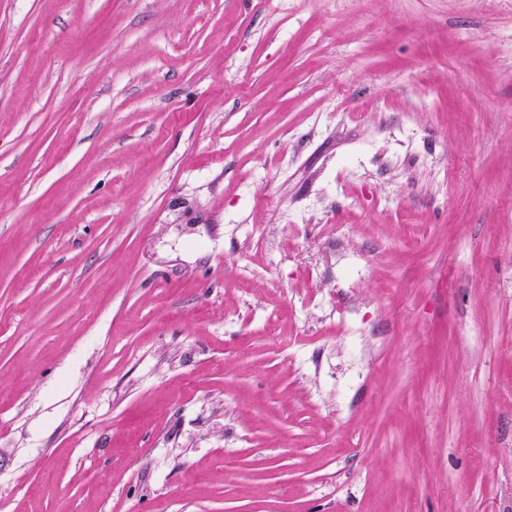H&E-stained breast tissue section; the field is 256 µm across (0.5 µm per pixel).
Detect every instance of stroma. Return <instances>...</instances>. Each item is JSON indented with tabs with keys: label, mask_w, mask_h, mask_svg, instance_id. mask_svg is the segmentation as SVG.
I'll list each match as a JSON object with an SVG mask.
<instances>
[{
	"label": "stroma",
	"mask_w": 512,
	"mask_h": 512,
	"mask_svg": "<svg viewBox=\"0 0 512 512\" xmlns=\"http://www.w3.org/2000/svg\"><path fill=\"white\" fill-rule=\"evenodd\" d=\"M0 512H512V0H0Z\"/></svg>",
	"instance_id": "1"
}]
</instances>
